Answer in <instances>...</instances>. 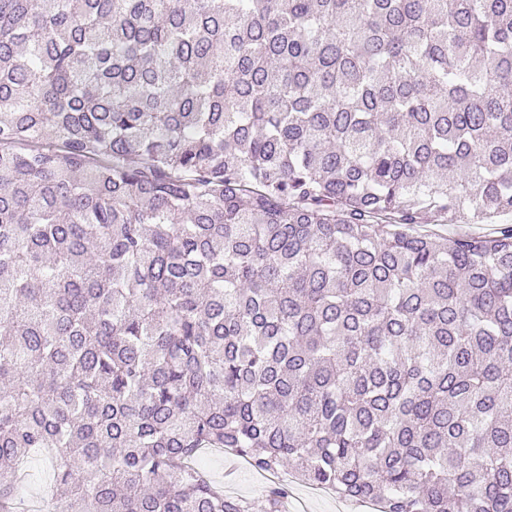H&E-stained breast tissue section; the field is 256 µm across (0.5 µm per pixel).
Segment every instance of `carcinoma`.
Returning <instances> with one entry per match:
<instances>
[{
    "label": "carcinoma",
    "instance_id": "obj_1",
    "mask_svg": "<svg viewBox=\"0 0 512 512\" xmlns=\"http://www.w3.org/2000/svg\"><path fill=\"white\" fill-rule=\"evenodd\" d=\"M509 214L512 0H0V512H512ZM230 459L239 463L233 478L224 480V470L233 465ZM196 464L204 470L214 483L224 489V495L238 497L249 502L260 503L273 482L288 485V498L285 500L286 512H365L358 508L355 501L339 497L336 494L316 489L299 480L288 469L275 474H263L243 465L222 451L217 455H199ZM307 507L308 510H305ZM53 466L42 455H32L23 467L22 497L42 502L51 483Z\"/></svg>",
    "mask_w": 512,
    "mask_h": 512
}]
</instances>
